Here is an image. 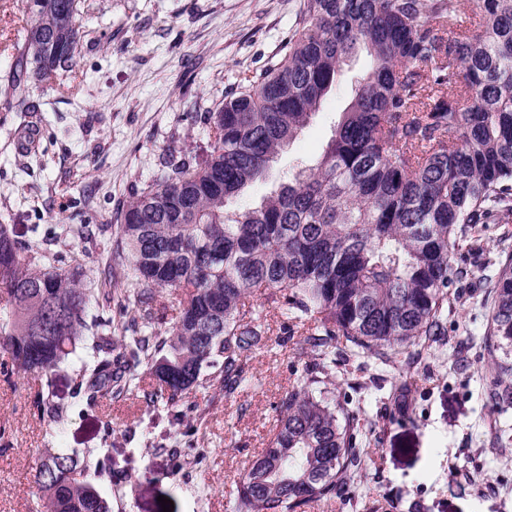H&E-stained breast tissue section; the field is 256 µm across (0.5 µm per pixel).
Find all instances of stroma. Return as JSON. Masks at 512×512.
Masks as SVG:
<instances>
[{"mask_svg": "<svg viewBox=\"0 0 512 512\" xmlns=\"http://www.w3.org/2000/svg\"><path fill=\"white\" fill-rule=\"evenodd\" d=\"M85 37L61 88L29 81V101L42 110L39 152L24 155L15 133L25 114L0 95V224L24 242H50L66 267L87 270L102 255L96 239L66 236L69 225L116 231L121 212L163 159L204 161L212 141L203 116L221 106L241 78L280 55L302 0H80ZM26 0H0V87L21 76L19 50ZM371 68L362 50L342 66L335 89L308 126L275 156L270 177L248 190L259 201L300 162L320 161L352 88ZM512 246V224L489 225L482 254L468 261L448 307L454 331L441 349L421 344L389 354L336 357V398L358 411L361 465L345 499L314 502L306 512H512V405L487 411L483 374L494 356L483 337L488 320L486 256ZM271 327L249 363V382L234 396L219 387L190 394V423L165 406L146 409L141 393L102 399L74 412L58 431L66 448L106 449L111 480L99 488L112 512H234L240 476L267 444L276 406L314 361L302 327H287L277 309L253 298ZM413 381L400 402L391 390L401 369ZM40 386L30 373L0 375V512H44L34 468L51 428L34 412ZM202 464L186 461L172 475L168 447L185 428Z\"/></svg>", "mask_w": 512, "mask_h": 512, "instance_id": "stroma-1", "label": "stroma"}]
</instances>
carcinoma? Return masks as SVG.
<instances>
[{"mask_svg":"<svg viewBox=\"0 0 512 512\" xmlns=\"http://www.w3.org/2000/svg\"><path fill=\"white\" fill-rule=\"evenodd\" d=\"M303 0L275 62L245 77L206 117L207 160L168 159L129 203L107 252L103 282L71 271L41 239L0 225V351L12 372L45 377L33 401L57 425L50 374L75 363V394L94 404L156 384L151 409L178 408L218 381L231 396L264 343L261 296L284 321L308 324L319 361L276 408L267 448L235 486V512H298L354 483L359 419L336 400V348L383 354L447 343L449 289L482 249L484 225L512 224V0ZM76 0H28L20 65L55 82L82 38ZM363 48L372 68L319 164L301 167L251 207L232 200L263 183ZM493 269L487 343L502 354L486 379L491 410L512 400V251ZM180 296L170 326L158 292ZM137 305L130 316L125 303ZM194 451L168 449L172 473ZM112 476L102 448H63L47 435L34 483L46 512H112L87 473Z\"/></svg>","mask_w":512,"mask_h":512,"instance_id":"obj_1","label":"carcinoma"}]
</instances>
